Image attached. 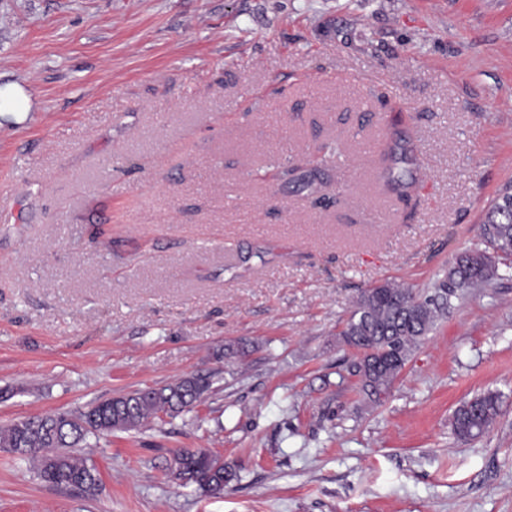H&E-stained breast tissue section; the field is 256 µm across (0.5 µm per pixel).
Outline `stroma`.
Wrapping results in <instances>:
<instances>
[{
	"label": "stroma",
	"instance_id": "35a3bbf8",
	"mask_svg": "<svg viewBox=\"0 0 512 512\" xmlns=\"http://www.w3.org/2000/svg\"><path fill=\"white\" fill-rule=\"evenodd\" d=\"M0 98V427L220 389L92 440V494L0 449V512H512V278L457 301L381 404L338 340L362 290L486 249L512 0H0ZM487 392L495 423L457 439ZM181 448L236 480L178 486ZM499 412L500 400L497 393L489 392L463 402L453 414L455 436L463 440L482 436L495 422Z\"/></svg>",
	"mask_w": 512,
	"mask_h": 512
}]
</instances>
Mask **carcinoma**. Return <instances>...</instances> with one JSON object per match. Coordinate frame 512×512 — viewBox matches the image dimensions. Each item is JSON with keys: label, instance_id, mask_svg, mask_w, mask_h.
<instances>
[{"label": "carcinoma", "instance_id": "1", "mask_svg": "<svg viewBox=\"0 0 512 512\" xmlns=\"http://www.w3.org/2000/svg\"><path fill=\"white\" fill-rule=\"evenodd\" d=\"M483 236L494 254H460L426 294L383 284L357 297L340 337L356 336V345L366 349L353 357L348 372L357 378L360 390L370 401L378 403L390 392L424 337L448 314L453 300L472 288H487L499 277L496 256L512 255V189L505 188L491 205ZM212 385L207 378L188 376L173 384L95 402L84 411L19 420L0 428V448L31 460L39 476L50 484L93 492L98 487L99 473L75 452L89 436L139 430L160 413L174 416L189 411L212 396ZM499 412V395L493 392L463 402L453 414L455 436L463 440L482 436ZM169 476L180 486H195L217 496L224 493L232 473L218 456L199 448L175 451Z\"/></svg>", "mask_w": 512, "mask_h": 512}]
</instances>
